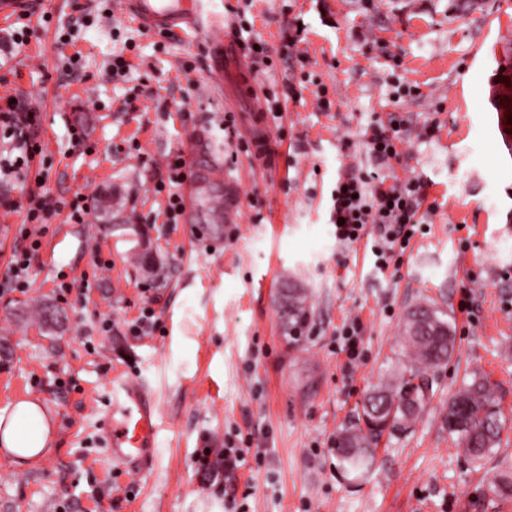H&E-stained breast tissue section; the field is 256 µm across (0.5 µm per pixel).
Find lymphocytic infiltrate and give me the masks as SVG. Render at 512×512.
<instances>
[{
  "instance_id": "1",
  "label": "lymphocytic infiltrate",
  "mask_w": 512,
  "mask_h": 512,
  "mask_svg": "<svg viewBox=\"0 0 512 512\" xmlns=\"http://www.w3.org/2000/svg\"><path fill=\"white\" fill-rule=\"evenodd\" d=\"M38 114L19 103H8L0 110V132L12 139L19 151L14 160L5 161V170L14 173L23 168L28 160L42 151L41 146L29 136L36 127ZM402 123L397 114H389L386 121L374 123L368 140L370 152L378 160L377 168L359 170L347 179L337 182L331 193L332 221L336 223L338 241L353 243L359 240L368 226H375L380 241L375 255L381 266H388L395 249L406 248L410 239L423 225L418 219L417 182H389L385 172L391 161L399 160ZM57 204L50 198L30 193L26 202V224L20 234L26 245L14 251L10 266L15 280L28 274L32 258L39 252L42 241L34 235L32 225L42 223Z\"/></svg>"
}]
</instances>
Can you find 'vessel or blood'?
Instances as JSON below:
<instances>
[{
  "label": "vessel or blood",
  "mask_w": 512,
  "mask_h": 512,
  "mask_svg": "<svg viewBox=\"0 0 512 512\" xmlns=\"http://www.w3.org/2000/svg\"><path fill=\"white\" fill-rule=\"evenodd\" d=\"M42 0H0V20L38 14ZM125 12L145 30L194 38L207 35L208 74L224 86V96L246 112L262 105L250 79L242 48L224 38V6L220 0H121ZM223 159L207 133L197 134L189 150L190 177L198 196L211 194ZM158 425L153 402L139 384L117 378L105 420V438L113 462L138 471L150 470Z\"/></svg>",
  "instance_id": "1"
}]
</instances>
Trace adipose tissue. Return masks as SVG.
Here are the masks:
<instances>
[{"label": "adipose tissue", "mask_w": 512, "mask_h": 512, "mask_svg": "<svg viewBox=\"0 0 512 512\" xmlns=\"http://www.w3.org/2000/svg\"><path fill=\"white\" fill-rule=\"evenodd\" d=\"M52 424L42 405L33 400L16 403L9 415H0V447L21 462H35L50 451Z\"/></svg>", "instance_id": "obj_1"}]
</instances>
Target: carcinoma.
<instances>
[{"mask_svg": "<svg viewBox=\"0 0 512 512\" xmlns=\"http://www.w3.org/2000/svg\"><path fill=\"white\" fill-rule=\"evenodd\" d=\"M283 326L296 340L300 326L308 317L304 289L284 283L279 292ZM403 341L410 356L394 366L384 383L369 391L363 400L362 412L373 421L392 417V427L406 428L424 407L425 394L412 386L416 379L425 380V372L448 362L454 350L453 330L443 313L429 304L411 308L404 320ZM414 390H408V387ZM362 418L339 435L340 467L347 473L363 472L374 460L372 445L377 435L361 425ZM448 433L456 435L466 454L475 462L493 453L499 442L500 413L486 378L472 374L448 404L444 417Z\"/></svg>", "mask_w": 512, "mask_h": 512, "instance_id": "obj_1", "label": "carcinoma"}]
</instances>
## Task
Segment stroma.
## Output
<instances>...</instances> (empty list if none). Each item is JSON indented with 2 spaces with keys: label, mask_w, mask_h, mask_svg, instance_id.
<instances>
[{
  "label": "stroma",
  "mask_w": 512,
  "mask_h": 512,
  "mask_svg": "<svg viewBox=\"0 0 512 512\" xmlns=\"http://www.w3.org/2000/svg\"><path fill=\"white\" fill-rule=\"evenodd\" d=\"M297 23L306 64L277 58L254 75L259 94L283 99L281 129L264 159L242 153L224 169L234 216L208 237L166 223L167 198L153 192L197 128L220 145L245 138L242 114L224 130L202 43L139 28L117 0H44L27 22H0V96L39 111L42 146L22 173L0 178V195L96 197L86 223L64 210L49 217L21 292L7 280L24 213L0 208V412L34 400L53 424L38 462L0 448V512H224L232 497L246 512H512V496L492 488L512 477V234L500 231L512 220V153L488 85L512 43V0H475L464 13L453 0H224L227 32L245 26L276 48ZM25 26L27 43L15 45ZM118 54L131 65L123 77L111 72ZM396 79L418 96L395 105ZM320 83L331 111L316 106ZM392 112L405 128L391 173L419 182L426 225L400 264L381 268L373 240L337 241L330 195L372 165L365 131ZM73 125L84 144L72 143ZM145 249L161 277L136 263ZM62 270L90 274L86 294L61 295ZM288 280L309 297L294 343L278 302ZM419 303L446 313L453 356L428 370L416 423L384 435L369 471L348 480L336 439L404 357V315ZM146 308L156 331L130 335ZM353 317L363 329L349 369L340 332ZM471 372L488 379L503 421L499 447L479 465L442 427ZM119 376L143 382L157 406L145 474L112 467L102 446ZM235 430L253 436L259 457L228 487L223 468L201 470L197 456Z\"/></svg>",
  "instance_id": "35a3bbf8"
}]
</instances>
